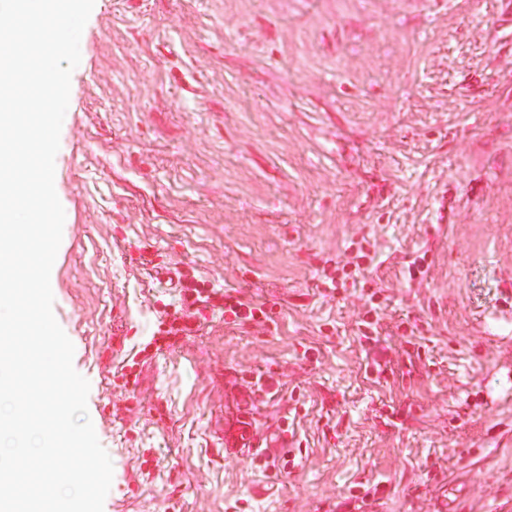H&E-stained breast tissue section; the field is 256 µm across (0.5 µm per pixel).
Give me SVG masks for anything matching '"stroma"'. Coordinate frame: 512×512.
<instances>
[{
    "label": "stroma",
    "instance_id": "1",
    "mask_svg": "<svg viewBox=\"0 0 512 512\" xmlns=\"http://www.w3.org/2000/svg\"><path fill=\"white\" fill-rule=\"evenodd\" d=\"M506 3L95 0L52 293L113 464L103 512H353L355 483L363 512H448L452 481L457 512H512V331L476 324L512 290ZM367 233L392 297L371 344L358 297L316 276ZM422 252L408 285L399 261ZM175 267L266 302L277 331L215 310L155 351ZM245 402L279 453L225 452Z\"/></svg>",
    "mask_w": 512,
    "mask_h": 512
}]
</instances>
